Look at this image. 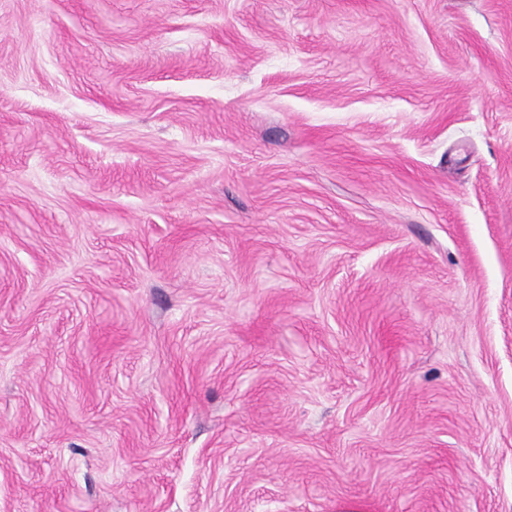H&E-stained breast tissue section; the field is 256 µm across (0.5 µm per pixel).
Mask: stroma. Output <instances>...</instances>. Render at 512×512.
<instances>
[{
	"label": "stroma",
	"instance_id": "35a3bbf8",
	"mask_svg": "<svg viewBox=\"0 0 512 512\" xmlns=\"http://www.w3.org/2000/svg\"><path fill=\"white\" fill-rule=\"evenodd\" d=\"M0 512H512V0H0Z\"/></svg>",
	"mask_w": 512,
	"mask_h": 512
}]
</instances>
